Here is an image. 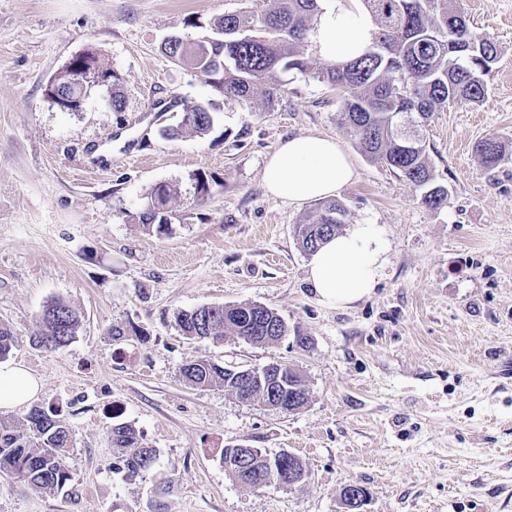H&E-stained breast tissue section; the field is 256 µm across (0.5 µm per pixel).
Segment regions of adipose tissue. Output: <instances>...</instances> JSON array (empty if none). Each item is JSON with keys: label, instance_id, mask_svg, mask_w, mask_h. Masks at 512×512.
Wrapping results in <instances>:
<instances>
[{"label": "adipose tissue", "instance_id": "obj_1", "mask_svg": "<svg viewBox=\"0 0 512 512\" xmlns=\"http://www.w3.org/2000/svg\"><path fill=\"white\" fill-rule=\"evenodd\" d=\"M314 43L328 61L343 63L363 54L375 25L361 0H320ZM355 176L348 155L331 137L309 133L281 141L268 157L263 184L274 197L291 203L333 197ZM386 261V246L375 225L328 239L309 256L307 279L318 301L346 308L370 296ZM37 380L21 366L0 362V408L27 403Z\"/></svg>", "mask_w": 512, "mask_h": 512}]
</instances>
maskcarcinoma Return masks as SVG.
<instances>
[{
    "instance_id": "carcinoma-1",
    "label": "carcinoma",
    "mask_w": 512,
    "mask_h": 512,
    "mask_svg": "<svg viewBox=\"0 0 512 512\" xmlns=\"http://www.w3.org/2000/svg\"><path fill=\"white\" fill-rule=\"evenodd\" d=\"M260 2L257 11L226 14L209 21L211 35L203 40L164 43L165 54L203 75L218 95L251 107L255 106L258 90L263 106L274 105L284 92L282 75L289 71L309 74L340 89L341 121L352 130L364 154L424 189L422 201L427 206L444 204L448 190L434 184L426 138L414 141L399 136L393 126L406 116L423 129L434 112L450 103H479L485 99V76L498 61L494 40L474 32L466 17L451 6L452 0H363L377 24L372 45L353 61L329 62L314 72L303 56L301 43L316 20L318 0ZM73 65L84 74L103 72L99 59L89 50L74 57ZM94 87V81L63 77L54 87L53 96L61 100L65 111L79 112ZM215 119L210 106L197 104L184 109L181 128H168L165 134L174 137L183 128L204 135ZM475 152L487 169L497 167L506 158L504 145L497 137L479 141ZM170 197V186H154L147 194L146 206L135 216L137 224L148 233H169ZM344 213L336 200L322 203L296 225L299 246L308 253L315 251L339 231ZM176 322L188 339L247 336L254 345L268 346L279 342L271 336L270 328L281 320L277 312L264 305L245 303L181 311ZM41 326L35 344L59 349L75 338L79 317L69 304L57 300L44 309ZM14 344L11 328L1 323L0 359L6 358ZM180 375L192 387L222 388L242 401L247 396L264 400V390L245 389L236 375L213 361L186 363ZM280 389L292 396L295 412L308 401L300 375L290 367ZM112 447L121 454L117 470L126 477L148 471L156 463L157 450L142 442L127 423L112 427ZM70 448V431L53 407L34 405L20 419L0 418V472H9L30 486L57 491L69 487L71 474L66 458ZM276 483L274 462H257L246 478L247 488L253 490Z\"/></svg>"
}]
</instances>
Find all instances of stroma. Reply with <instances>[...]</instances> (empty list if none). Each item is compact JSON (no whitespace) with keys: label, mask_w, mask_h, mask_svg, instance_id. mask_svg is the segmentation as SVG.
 I'll list each match as a JSON object with an SVG mask.
<instances>
[{"label":"stroma","mask_w":512,"mask_h":512,"mask_svg":"<svg viewBox=\"0 0 512 512\" xmlns=\"http://www.w3.org/2000/svg\"><path fill=\"white\" fill-rule=\"evenodd\" d=\"M457 5L501 53L482 103L431 119V166L448 190L432 209L359 150L341 91L312 77L325 63L313 40L302 45L311 74L286 73L269 108L223 99L162 53L168 35L201 40L202 22L257 0H0V323L15 336L9 361L40 381L35 404L63 406L73 486L40 490L0 472V512H345L350 484L369 492L361 512H512V0ZM87 50L118 79L82 111H61L47 82ZM211 102L206 135L164 136L183 106ZM307 133L336 138L355 169L335 195L342 232L374 224L389 246L375 292L347 309L318 302L296 241L317 201L288 203L263 185L266 157ZM489 136L507 147L492 170L475 154ZM198 172L209 196L195 192ZM158 184L174 190L162 236L133 221ZM56 300L80 326L49 350L33 338ZM244 303L273 309L288 336L190 340L175 322ZM115 326L127 336L113 339ZM197 359L292 365L309 400L286 413L187 386L179 369ZM117 423L156 449L152 470L114 472ZM237 444L296 455L305 482L241 487L221 458Z\"/></svg>","instance_id":"1"}]
</instances>
